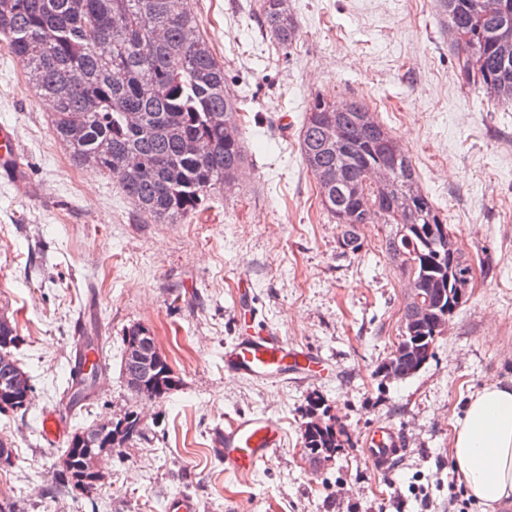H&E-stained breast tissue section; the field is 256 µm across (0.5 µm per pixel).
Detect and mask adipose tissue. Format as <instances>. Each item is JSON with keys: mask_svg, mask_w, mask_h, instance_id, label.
<instances>
[{"mask_svg": "<svg viewBox=\"0 0 512 512\" xmlns=\"http://www.w3.org/2000/svg\"><path fill=\"white\" fill-rule=\"evenodd\" d=\"M450 462L467 496L488 512L512 503V380L468 397L453 427Z\"/></svg>", "mask_w": 512, "mask_h": 512, "instance_id": "obj_1", "label": "adipose tissue"}]
</instances>
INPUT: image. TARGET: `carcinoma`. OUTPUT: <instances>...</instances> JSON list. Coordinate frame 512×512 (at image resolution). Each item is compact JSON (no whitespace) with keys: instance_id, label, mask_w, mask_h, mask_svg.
Wrapping results in <instances>:
<instances>
[{"instance_id":"carcinoma-1","label":"carcinoma","mask_w":512,"mask_h":512,"mask_svg":"<svg viewBox=\"0 0 512 512\" xmlns=\"http://www.w3.org/2000/svg\"><path fill=\"white\" fill-rule=\"evenodd\" d=\"M444 34L455 54L461 83L497 101L512 103V52L498 51L502 32L512 30V0H435ZM266 35L283 50L298 38L288 0H260ZM471 33L461 42L453 31ZM0 44L22 65L51 115L54 138L72 161L105 175L122 169V193L159 224H181L201 210L214 190L234 183L245 166L239 106L225 93L224 64L198 30L187 0H0ZM479 67H474V63ZM343 139L330 142L327 128ZM299 148L313 177L343 166L342 184H317L321 204L340 228L343 252L360 249L361 224H388L384 249L421 289L435 321L414 319L416 303L405 299L400 348L434 357V341L464 302L473 267L462 254L448 257L447 220L420 187L409 152L354 98L338 106L317 95L305 112ZM16 326L0 323V399L19 375H27L13 349ZM78 366L67 393L78 405L96 381ZM178 384L159 355L153 369L130 392L165 398ZM302 433L305 455L328 458L340 447L333 418L320 410ZM143 434L137 411L74 434L52 472V481L82 494L97 486L93 453L83 437L103 445L117 430Z\"/></svg>"}]
</instances>
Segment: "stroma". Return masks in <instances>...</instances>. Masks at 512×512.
Segmentation results:
<instances>
[{
    "mask_svg": "<svg viewBox=\"0 0 512 512\" xmlns=\"http://www.w3.org/2000/svg\"><path fill=\"white\" fill-rule=\"evenodd\" d=\"M300 37L282 50L263 36L259 0H191L241 108L247 162L188 224H158L118 183L73 163L21 64L0 47V122L25 165L26 190L0 178V309L16 324L30 375L26 415L0 414L13 443L0 465V504L16 512H166L175 496L198 512H453V424L466 398L512 378V104L463 86L434 0H290ZM366 101L409 149L419 181L475 268L467 300L416 374L381 365L396 343L405 276L381 246L387 228L360 225L342 252L298 134L315 94ZM270 327L323 356L309 379L255 380L224 369V348ZM148 328L175 376L163 402L135 397L120 371L122 338ZM98 346L99 379L69 432L137 410L143 435L113 449L90 496L53 485L64 444L41 416L64 400L78 348ZM317 396L344 435L327 460L300 453L307 401ZM262 414L281 448L246 477L224 468L215 429ZM401 432L392 473L366 457L375 427ZM425 487L421 508L414 486Z\"/></svg>",
    "mask_w": 512,
    "mask_h": 512,
    "instance_id": "35a3bbf8",
    "label": "stroma"
}]
</instances>
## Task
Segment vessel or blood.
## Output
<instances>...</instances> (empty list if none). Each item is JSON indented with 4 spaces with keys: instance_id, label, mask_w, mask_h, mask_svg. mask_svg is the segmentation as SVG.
<instances>
[{
    "instance_id": "b4317fda",
    "label": "vessel or blood",
    "mask_w": 512,
    "mask_h": 512,
    "mask_svg": "<svg viewBox=\"0 0 512 512\" xmlns=\"http://www.w3.org/2000/svg\"><path fill=\"white\" fill-rule=\"evenodd\" d=\"M19 150L9 126L0 124V172L17 176ZM224 365L228 370L256 379L284 376L294 373L303 377L318 370L323 359L307 349L288 344L273 330L255 331L240 336L224 351ZM69 420L68 407L46 411L42 419V433L48 443H58ZM218 454L225 469L235 475H248L280 448L281 428L265 416L253 414L232 420L214 433ZM404 451L401 434L390 427H382L368 434L365 454L379 470L391 472Z\"/></svg>"
}]
</instances>
